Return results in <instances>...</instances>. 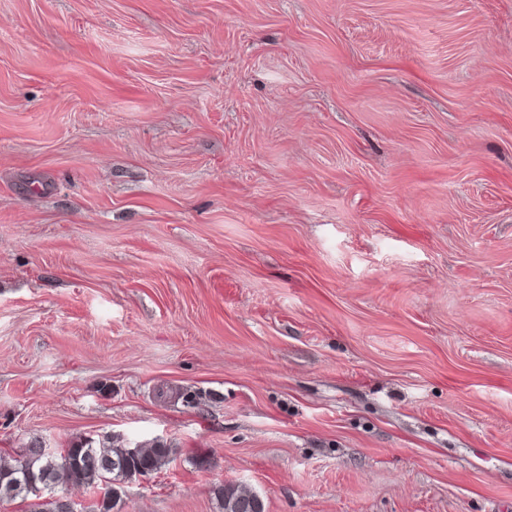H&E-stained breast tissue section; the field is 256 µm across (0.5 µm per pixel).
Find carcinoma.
Returning <instances> with one entry per match:
<instances>
[{"instance_id": "obj_1", "label": "carcinoma", "mask_w": 512, "mask_h": 512, "mask_svg": "<svg viewBox=\"0 0 512 512\" xmlns=\"http://www.w3.org/2000/svg\"><path fill=\"white\" fill-rule=\"evenodd\" d=\"M172 453L171 445L161 440L143 450L139 444L133 448L119 438L106 437L80 440L58 455L38 450L35 440L18 457H0V501H24L39 490L51 495L62 477L67 484L101 489L100 496L83 507V512H114L121 499L116 484L140 473L159 472L169 463ZM65 455L70 464L64 470ZM217 494L223 502V512H235L239 501L255 496L243 486H222Z\"/></svg>"}]
</instances>
